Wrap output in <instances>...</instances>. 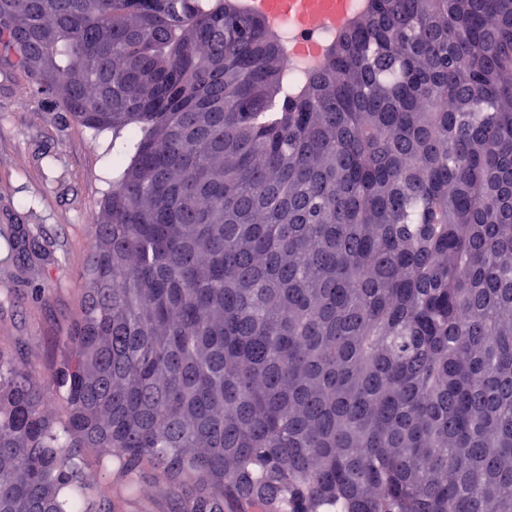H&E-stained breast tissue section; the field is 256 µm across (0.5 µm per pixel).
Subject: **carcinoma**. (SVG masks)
<instances>
[{
  "label": "carcinoma",
  "mask_w": 512,
  "mask_h": 512,
  "mask_svg": "<svg viewBox=\"0 0 512 512\" xmlns=\"http://www.w3.org/2000/svg\"><path fill=\"white\" fill-rule=\"evenodd\" d=\"M121 140L53 382L0 349V504L512 512V0H369L305 84L224 0H0ZM103 484H112V475L100 473ZM181 492L173 487L160 485L146 494H135L112 484V512H179Z\"/></svg>",
  "instance_id": "1"
}]
</instances>
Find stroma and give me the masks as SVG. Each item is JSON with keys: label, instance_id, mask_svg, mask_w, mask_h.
<instances>
[{"label": "stroma", "instance_id": "stroma-1", "mask_svg": "<svg viewBox=\"0 0 512 512\" xmlns=\"http://www.w3.org/2000/svg\"><path fill=\"white\" fill-rule=\"evenodd\" d=\"M112 134L81 125L0 61V348L49 375L84 301L92 224L112 188ZM178 489L112 490V512H179Z\"/></svg>", "mask_w": 512, "mask_h": 512}]
</instances>
